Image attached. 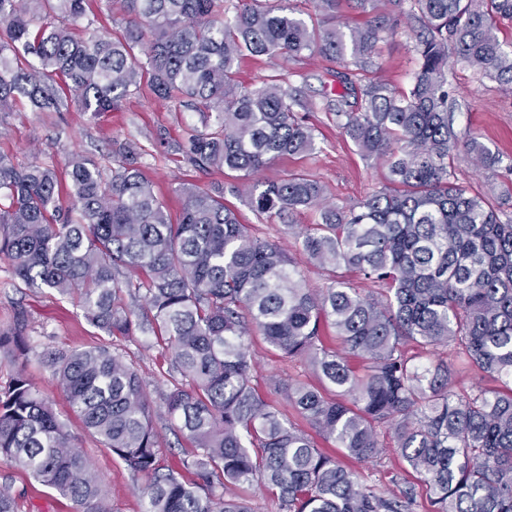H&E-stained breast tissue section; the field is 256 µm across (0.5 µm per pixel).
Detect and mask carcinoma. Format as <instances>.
<instances>
[{"label":"carcinoma","instance_id":"obj_1","mask_svg":"<svg viewBox=\"0 0 512 512\" xmlns=\"http://www.w3.org/2000/svg\"><path fill=\"white\" fill-rule=\"evenodd\" d=\"M227 2L112 0L125 26L110 40L76 32L86 0H0V112L23 100L61 112L71 97L83 112H112L145 79L156 98L202 116L203 129L178 144L183 158L238 180L179 184L174 223L131 143L108 175L79 156L60 170L0 154V259L27 287L73 300L110 337L151 326L171 381L165 413L190 446L180 469L191 478L161 465L139 369L110 346L47 360L70 411L145 478L142 512H252L241 491L255 483L280 512H416L418 484L428 512H512V218L455 181L460 143L445 76L452 55L512 91V52L498 36L512 0H389L375 23L347 31L336 26L342 0H314L323 20L312 24L291 0H240L232 12ZM403 14L422 27L409 90L338 72L331 104L362 156L385 162L390 187L339 209L303 171L252 180L280 156L312 154L314 128L295 110L307 102L278 80L239 84L240 60L309 52L365 64ZM462 144L476 165L500 163L477 137ZM227 193L269 218L320 212L317 224L287 228L325 285L310 287L282 245L240 223ZM27 328L18 316L0 329V368L15 370L0 386V462L74 512H110L90 460L27 375ZM256 334L279 356L308 361L318 383L276 381L279 397L263 395L253 383ZM456 364L502 386L461 390ZM307 426L361 462L395 454L412 480L376 491Z\"/></svg>","mask_w":512,"mask_h":512}]
</instances>
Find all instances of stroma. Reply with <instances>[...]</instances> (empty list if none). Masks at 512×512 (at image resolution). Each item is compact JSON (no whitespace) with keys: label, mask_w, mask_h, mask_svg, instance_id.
<instances>
[{"label":"stroma","mask_w":512,"mask_h":512,"mask_svg":"<svg viewBox=\"0 0 512 512\" xmlns=\"http://www.w3.org/2000/svg\"><path fill=\"white\" fill-rule=\"evenodd\" d=\"M418 28L415 19L400 17L393 30L382 33L370 63L358 67L360 78L381 79L396 90H408L418 68L413 50ZM345 68V62H330L317 55L283 60L274 68L262 57L247 56L239 64L243 85H257L274 75L289 90L302 91L305 99L313 103L307 120L314 128V154L275 159L260 172V179L307 172L325 185L329 202L340 208L354 206L381 190L386 175L382 162L359 154L327 109L337 88L332 73ZM448 91L455 101L454 126L459 136H478L501 159L498 167L485 169L475 166L465 152H457L454 167L458 183L512 215V198L501 194L503 183L512 176V94L501 93L496 83L478 79L454 62L448 65ZM200 124L198 113L175 111L172 104L146 93L123 103L120 110L96 116L81 111L74 101L64 112H36L23 103L15 111L0 112V153L19 165L35 161L60 164L71 154L81 153L95 158L107 172L113 166V152L124 144H134L140 152L138 162L144 175L171 216L176 217L184 204L183 195L176 191L179 183L189 182L206 189L228 181L223 171L194 169L174 150L175 143ZM227 202L237 211L241 223L251 225L256 236L291 246L279 219L258 214L243 198L231 196ZM20 312L28 318V372L36 388L55 403L58 411L67 414L69 429L90 458L113 512H141L142 478L133 476L116 455L87 433L76 415L69 413L55 377L41 359L50 352L107 341L127 360L135 362L155 408L161 463L175 468L187 444L173 430L164 412L161 394L170 384L160 374L161 349L154 333L147 329L129 338H107L84 319L71 300L49 290L26 287L14 280L8 261L0 259V327H9ZM252 350L259 383H266L272 376L285 382L317 380L308 362L278 357L261 337H254ZM1 485L9 487L17 512H73L69 500L42 486L28 472L0 463Z\"/></svg>","instance_id":"35a3bbf8"}]
</instances>
